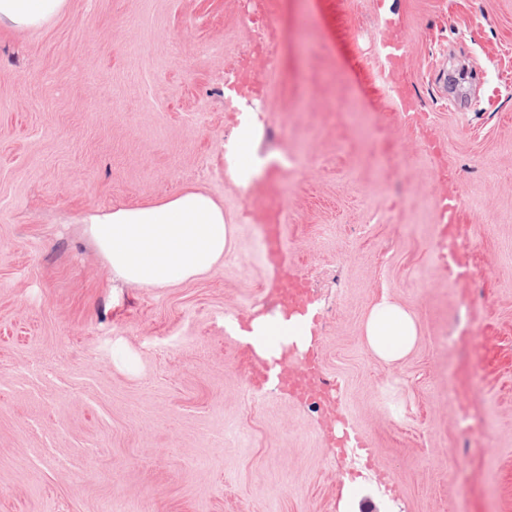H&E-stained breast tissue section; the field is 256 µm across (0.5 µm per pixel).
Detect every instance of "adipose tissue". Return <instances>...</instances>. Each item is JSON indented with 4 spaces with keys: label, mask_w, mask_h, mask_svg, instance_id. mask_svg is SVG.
<instances>
[{
    "label": "adipose tissue",
    "mask_w": 512,
    "mask_h": 512,
    "mask_svg": "<svg viewBox=\"0 0 512 512\" xmlns=\"http://www.w3.org/2000/svg\"><path fill=\"white\" fill-rule=\"evenodd\" d=\"M66 6L67 0H0V26L37 30ZM261 132L258 117L251 116L229 140L226 171L238 187L250 188L267 162L256 150ZM81 222L113 280L130 287L165 288L204 275L233 245L223 206L197 188L151 205L93 209ZM362 331L369 350L387 364L404 358L418 339L413 317L386 296L371 305Z\"/></svg>",
    "instance_id": "adipose-tissue-1"
}]
</instances>
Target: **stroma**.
Instances as JSON below:
<instances>
[{"instance_id":"stroma-1","label":"stroma","mask_w":512,"mask_h":512,"mask_svg":"<svg viewBox=\"0 0 512 512\" xmlns=\"http://www.w3.org/2000/svg\"><path fill=\"white\" fill-rule=\"evenodd\" d=\"M229 71L265 85L259 151L299 161L268 194L336 385L318 411L248 396L224 329L266 313L275 278L224 172ZM185 187L223 205L232 251L113 287L81 215ZM384 295L419 329L389 365L362 341ZM338 417L371 460L338 452ZM115 505L512 512V0H68L0 28V512Z\"/></svg>"}]
</instances>
